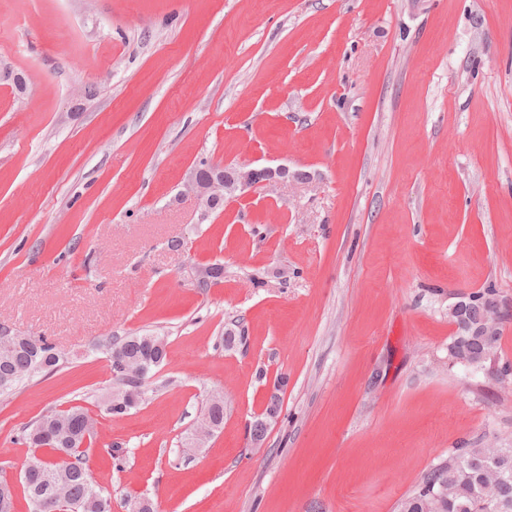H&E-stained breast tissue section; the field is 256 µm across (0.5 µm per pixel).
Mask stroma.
<instances>
[{
  "label": "stroma",
  "instance_id": "stroma-1",
  "mask_svg": "<svg viewBox=\"0 0 512 512\" xmlns=\"http://www.w3.org/2000/svg\"><path fill=\"white\" fill-rule=\"evenodd\" d=\"M204 162L289 177L206 214ZM489 285L476 369L448 311ZM0 325L65 354L0 396V475L79 405L112 512H395L453 448L512 447V0H0ZM138 332L167 360L114 416ZM494 292H496L495 288L488 286L480 291L471 293L468 297L462 300L463 302H457L451 307L449 316L456 327L467 331L472 329L473 334L479 335L458 336L459 333H457L448 346V355L452 359L460 363L465 362L463 364H467V366L474 368L483 367L485 363L492 360L490 356L491 352L494 348H497L501 337V333L499 334V331L502 319L497 301L487 298L489 297V293ZM484 298L487 299L484 304H480L482 307V313L480 316V310L475 307L474 303ZM464 303H466L465 316L471 322H474L480 317L474 325L464 321ZM484 336L496 337L492 340H488ZM164 336H158L154 333L145 332L142 334H134L131 336H125L123 339L113 343L109 349V361L110 371L112 374L113 382L123 385L125 390L121 393H117V398L113 399L106 410L111 415H121L128 412L130 409L137 407L142 401V397L139 396L135 402L127 401L124 399L125 393L131 389L140 395L141 389L139 388L143 371L141 365L137 361H140L146 367V374L144 376V384L148 374L155 368H158L166 359L167 351L161 353L156 347V343L167 348V343L164 341ZM126 360H131L127 361ZM125 362V363H123ZM122 363V364H121ZM120 365L121 372L124 373V381L130 385L124 383L121 375L117 371V365ZM210 406H220L221 398L212 395L209 399V404L206 406L204 411H202V418L208 412L210 415H205L204 419L200 421L197 427L194 429L192 434V439L197 448H204L208 440L215 434V432L219 429V421L222 420V426H224V402L222 404V408L217 407H209Z\"/></svg>",
  "mask_w": 512,
  "mask_h": 512
}]
</instances>
